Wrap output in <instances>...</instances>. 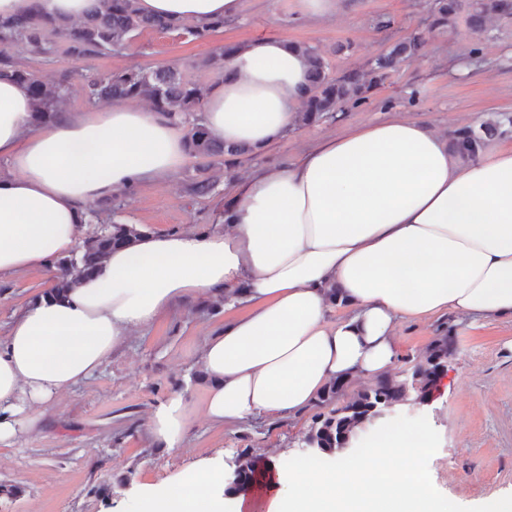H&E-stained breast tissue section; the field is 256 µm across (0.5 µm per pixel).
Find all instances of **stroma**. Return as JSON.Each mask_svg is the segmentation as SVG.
Listing matches in <instances>:
<instances>
[{
    "label": "stroma",
    "mask_w": 512,
    "mask_h": 512,
    "mask_svg": "<svg viewBox=\"0 0 512 512\" xmlns=\"http://www.w3.org/2000/svg\"><path fill=\"white\" fill-rule=\"evenodd\" d=\"M336 14L309 17L303 0H243L237 19L223 30L195 38L182 30L145 29L121 52L88 60L100 71L177 68L188 80L215 78L202 61L225 45L267 36L305 42L329 62L331 76L365 67L394 41L428 23L431 0H339ZM390 25L378 29V20ZM351 41L352 50L336 46ZM512 114V18L489 22L481 39L466 27L448 36L429 34L420 54L368 99L349 104L340 118L288 132L262 153L230 158L206 175L215 191L192 197L188 186L198 159L186 158L168 177L112 198L111 210L92 204L90 235L115 224L146 232L224 230L226 191L256 170L279 168L318 141L347 129L404 114L449 132L479 127L486 113ZM52 285L45 271L0 277V324ZM224 324L223 308L197 294L176 304L135 333L86 382L60 395L36 427L0 446V484L17 487L0 495V512H133L139 494L199 469L232 474L239 456L305 454L302 443L311 412L292 419L264 418L217 426L202 413L206 382L197 364L204 339ZM396 369L412 364L431 343L449 337L445 371L422 400L394 406L389 420L419 422L430 429L433 448L424 461L437 496L455 499L459 512H476L490 495L512 496V321H470L456 315L407 321L396 328ZM175 392L191 405V426L181 448L170 451L147 439L148 419Z\"/></svg>",
    "instance_id": "stroma-1"
}]
</instances>
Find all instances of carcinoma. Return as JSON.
Segmentation results:
<instances>
[{
    "mask_svg": "<svg viewBox=\"0 0 512 512\" xmlns=\"http://www.w3.org/2000/svg\"><path fill=\"white\" fill-rule=\"evenodd\" d=\"M512 0H433L428 29L417 31L391 44L362 69L352 70L340 77H329V64L320 51L307 43L296 47L307 57L311 94L298 112L297 125H312L338 118L345 105L358 103L374 89L382 86L409 58L421 50L426 35L433 32L457 30L458 21L465 20L469 33L480 37L487 31L492 18L511 16ZM147 28L174 31L184 24L143 14L138 0H99V7L79 23L53 18L46 14L40 0H34L30 13L24 17L0 21V77L14 79L30 91L33 100L31 126L53 121L72 89L71 80L78 79L85 98L94 103L114 100H144L153 111L169 117L180 115L192 118L185 135L188 155L209 163L226 157L250 152L243 145H229L215 137L198 115L204 112L207 88L183 77L171 67L155 69L132 68L100 72L83 69L65 71L53 82H45L37 72L15 62L8 49L24 43L29 52L45 61L62 52L70 59L82 61L107 55L122 47L134 34ZM224 28V20L197 23L187 32L197 38L206 37ZM238 49L236 45L218 48L206 60L217 77H224V59ZM512 126V116L489 120L475 129L457 128L448 133L449 150L463 162L478 157L488 141L502 137ZM140 230L127 224H114L112 229L89 238L79 258H63L57 263L52 288L47 291L58 296L83 277L94 274L112 250L130 245ZM448 357V337L442 336L416 362L417 394L422 395L431 385L439 366ZM410 399L404 380L395 375L378 378L375 384L356 392H348L345 381L329 384L315 403L317 412L311 418L307 440L325 451L337 450L338 440L352 437L365 421L370 407L384 401L400 404ZM263 458L246 454L235 470L232 489H246L261 473Z\"/></svg>",
    "mask_w": 512,
    "mask_h": 512,
    "instance_id": "obj_1",
    "label": "carcinoma"
}]
</instances>
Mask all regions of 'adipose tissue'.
<instances>
[{
  "instance_id": "1",
  "label": "adipose tissue",
  "mask_w": 512,
  "mask_h": 512,
  "mask_svg": "<svg viewBox=\"0 0 512 512\" xmlns=\"http://www.w3.org/2000/svg\"><path fill=\"white\" fill-rule=\"evenodd\" d=\"M178 22L232 20L243 0H139ZM306 56L279 37L226 58L204 121L228 144L261 152L296 126L309 94ZM24 84L0 80V276L52 269L81 244L93 202L180 167L176 120L115 102L63 112L32 129ZM217 234L160 232L116 249L64 295L22 307L0 340V445L35 426L56 398L88 380L133 330L204 293L224 327L198 362L214 424L297 416L335 380L390 372L396 327L448 313L512 317V147L471 162L447 133L394 117L324 140L277 171L233 183ZM190 403L177 392L147 425L159 448L183 445ZM427 426L377 425L354 457L271 462L235 512H458L422 464ZM195 494H188V484ZM224 473L195 471L145 491L137 512H224Z\"/></svg>"
}]
</instances>
